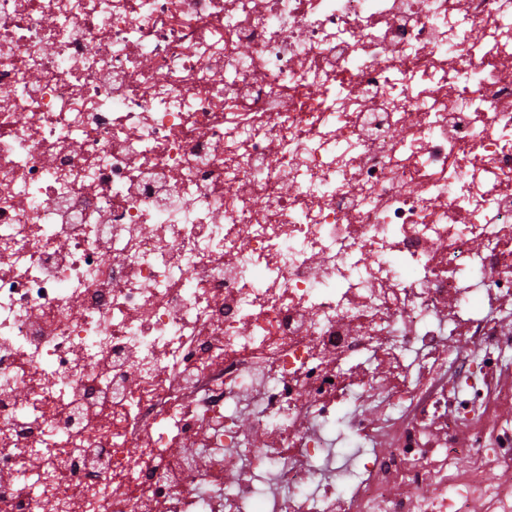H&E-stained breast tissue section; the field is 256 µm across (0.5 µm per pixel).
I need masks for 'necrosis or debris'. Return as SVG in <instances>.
Segmentation results:
<instances>
[{
    "label": "necrosis or debris",
    "instance_id": "4bbe7bcc",
    "mask_svg": "<svg viewBox=\"0 0 512 512\" xmlns=\"http://www.w3.org/2000/svg\"><path fill=\"white\" fill-rule=\"evenodd\" d=\"M510 321L512 0H0V512H512Z\"/></svg>",
    "mask_w": 512,
    "mask_h": 512
}]
</instances>
